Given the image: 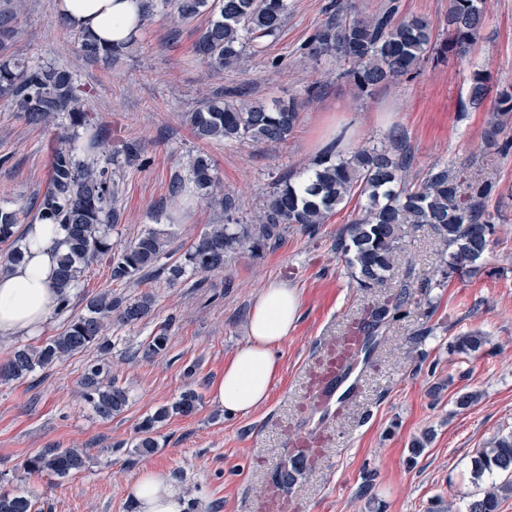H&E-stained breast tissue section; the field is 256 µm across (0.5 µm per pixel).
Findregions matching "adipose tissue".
Listing matches in <instances>:
<instances>
[{
	"label": "adipose tissue",
	"instance_id": "obj_1",
	"mask_svg": "<svg viewBox=\"0 0 512 512\" xmlns=\"http://www.w3.org/2000/svg\"><path fill=\"white\" fill-rule=\"evenodd\" d=\"M59 11L69 26L98 36L122 40L135 31L136 0H60ZM24 259L0 274V339L33 335L59 304L54 286L58 257L54 244L64 235L56 224L26 227ZM295 289L269 283L254 299L247 324V340L224 365L210 396L229 415H247L265 404L279 372L276 350L299 317ZM136 512H185L180 488L151 470L131 485Z\"/></svg>",
	"mask_w": 512,
	"mask_h": 512
}]
</instances>
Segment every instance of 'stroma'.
<instances>
[{
	"instance_id": "35a3bbf8",
	"label": "stroma",
	"mask_w": 512,
	"mask_h": 512,
	"mask_svg": "<svg viewBox=\"0 0 512 512\" xmlns=\"http://www.w3.org/2000/svg\"><path fill=\"white\" fill-rule=\"evenodd\" d=\"M387 0H288V20L261 52L239 68L218 74L194 47L212 18L204 11L174 23L155 7L131 52L116 63L90 62L61 20L59 0H0L15 8L13 48L25 60L70 67L84 88L85 122L67 119L33 126L0 102V207L34 221L28 205L44 194L51 156L61 135L87 141L108 128L113 147L136 142L142 162L124 164L114 178L118 219L112 241L122 244L161 226L171 235L174 256L198 240L217 212L201 202L193 183L179 196L170 185L186 175L189 155L207 153L217 178L240 201V223H250L275 180L308 164L320 140L347 128L348 147L379 142L402 132L413 156V172L445 161L464 165L494 183L489 208L496 226L475 268L452 275L430 294L417 296L408 317L391 322L368 362L353 368L347 399L314 406L310 372L325 343L347 335L377 299L357 288L336 255V241L356 214L351 200L310 235L286 229L262 257L237 256L207 280L185 275L177 284L158 276L138 285L112 282L108 259L94 263L74 289L70 310L83 311L88 297L104 291L134 297L152 293L151 314L137 324H112L110 355L88 349L46 371L0 383V487L36 497L48 512H135L129 486L152 470L180 486L193 512H255L271 477L295 439L312 436L313 460L287 490L299 512H466L503 475L472 480V460L494 437L512 432V153L487 148L484 132L499 92L512 86V0H486L480 37L466 58L451 55L425 63L416 77L358 96L338 75L334 60H312L316 29L341 10H381ZM482 70L490 93L482 108L468 104L469 76ZM320 84L318 95L306 89ZM237 90L246 99L302 101L301 121L278 145H227L197 140L185 121L203 98ZM440 264L429 225H410L395 267V282L434 273ZM295 288L299 318L278 347L280 370L268 401L246 416L216 408L209 386L242 346L250 306L269 282ZM431 328L418 339L420 328ZM165 352L145 358L137 349L159 330ZM477 332L483 350L454 352V337ZM106 359L129 393L119 415L97 417L80 397L85 369ZM194 382L202 395L196 412L171 417L159 430L150 455L132 453L137 424L171 404ZM477 393L467 409L458 393ZM427 438L419 457L414 440ZM50 446L87 449L81 472L64 479L34 477L23 470L30 455Z\"/></svg>"
}]
</instances>
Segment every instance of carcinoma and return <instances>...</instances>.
Masks as SVG:
<instances>
[{"mask_svg":"<svg viewBox=\"0 0 512 512\" xmlns=\"http://www.w3.org/2000/svg\"><path fill=\"white\" fill-rule=\"evenodd\" d=\"M169 15L188 21L209 5V0H161ZM396 0L368 15L337 14L318 28L311 40L310 54L315 60L334 58L347 65L345 75L360 95L415 74L432 56L467 55L476 44L484 21L483 0H448L445 15L446 38L434 37L431 22L418 16H398ZM288 16V0H219L218 14L203 30L195 44V53L210 68L219 72L239 65L249 53L258 52L259 41L277 36ZM13 14L0 13V51L14 35ZM81 53L88 59L116 60L125 54L134 37L111 42L90 33L78 32ZM80 88L72 70L54 64H29L15 57L0 56V99L36 126H48L66 116L78 127L84 122ZM487 95L486 77L475 71L470 77L469 104L479 108ZM224 98L207 99L187 121L197 138L226 144H279L291 136L300 120L302 103L291 99L265 104ZM512 120V91L499 93L496 109L487 121L485 142L501 152L512 149V141L499 142L498 136ZM344 134L299 171H289L263 200L252 223L240 224L236 214L239 203L223 190L213 175L210 159L197 154L188 160L189 179L200 195L217 207L224 223L212 224L183 254L167 263L168 233L150 227L134 240L115 245L110 231L115 209L114 179L109 132L98 129L91 145L96 157L80 158L72 137L64 138L51 158L49 182L43 196L30 209L42 224H59L66 235L59 243V270L56 288L58 312L68 311L72 290L86 268L102 257L110 258V278L126 284L141 281L159 271L176 282L191 272L206 277L224 272L235 255L250 252L260 255L276 238L280 225H300L312 233L327 223L340 206L355 195L366 198L345 235L336 241L339 254L351 280L359 288L389 287L395 267V254L406 224H428L440 243L442 266L437 269L448 278L467 264L482 258L491 243L494 217L489 211L492 182L473 174L466 167H452L439 161L425 172L421 182L410 178L412 158L402 137L395 131L383 142L352 151L339 149ZM18 213L0 208V243L11 249L0 258V272L22 258V236L16 234ZM433 278L426 276L397 285V290L376 302L370 312L366 331L378 336L390 322L409 313L416 294H427ZM155 304L154 296L143 293L134 298L114 297L103 292L89 298L85 311L71 315L64 329L38 347L14 349L0 365V381L19 380L39 368L50 369L58 362L91 347L106 354L114 342L106 336L112 320L131 325L146 318ZM165 330L148 337L139 345L145 357H154L167 349ZM485 337L475 333L457 336L451 348L469 355L480 351ZM83 402L102 419L122 412L129 403L128 392L112 378L102 364L89 365L80 382ZM201 400L193 389L184 391L169 406L158 408L137 427L133 452L148 454L159 447L157 430L172 416L192 415ZM86 452L77 448H44L29 456L24 469L30 475L65 478L81 471ZM307 457L297 452L275 471L273 484L287 488L305 468ZM507 473L512 477V433L496 438L488 448L477 452L472 461V477ZM512 493V481L494 486L470 501L466 512H499L503 496ZM0 512H43L38 499L20 491H0Z\"/></svg>","mask_w":512,"mask_h":512,"instance_id":"obj_1","label":"carcinoma"}]
</instances>
